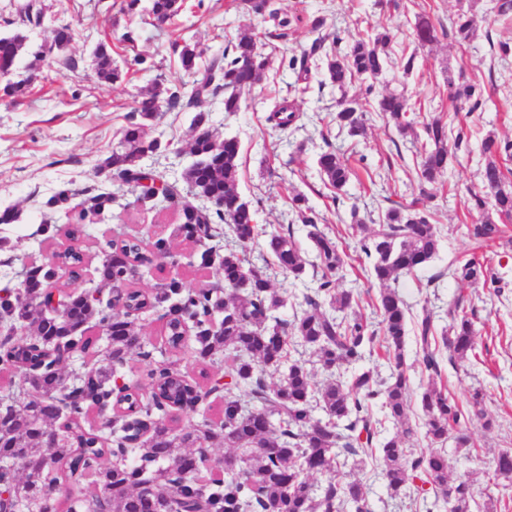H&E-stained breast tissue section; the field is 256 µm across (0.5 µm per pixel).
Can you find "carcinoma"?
I'll return each instance as SVG.
<instances>
[{"instance_id": "cac0c4a2", "label": "carcinoma", "mask_w": 512, "mask_h": 512, "mask_svg": "<svg viewBox=\"0 0 512 512\" xmlns=\"http://www.w3.org/2000/svg\"><path fill=\"white\" fill-rule=\"evenodd\" d=\"M184 0H150L149 15L171 20L182 10ZM249 15H264L277 20V30L269 37L287 40L291 19L280 16L273 0H243ZM27 26L41 25V12L24 3L19 9ZM476 28L473 6L461 9L454 21L457 43L470 41ZM393 36L383 30L351 45L341 47L342 38L326 44L316 37L301 55H293L288 67L297 80L307 79L311 68L324 70L330 83L341 92L336 100V124L350 137H363L367 131L366 113L346 88L354 78H376L390 62ZM436 40L435 27L426 14L418 15L415 41L423 46ZM72 41L69 28L53 33L50 46L41 45L32 56L41 59L55 50L62 52ZM28 52L27 36L21 33L0 35V76L12 73L19 57ZM201 52L184 43L179 60L184 71L193 75L187 93L158 81L152 91L137 101L134 112L139 121L121 131L118 145L101 168L110 169L127 185L143 180L155 181L159 174L143 164L147 157L161 155L170 142L149 134L162 105H181L191 109L208 98L224 95V113L234 115L242 109V93L263 78L269 60L257 51L255 33H240L228 41L224 53L206 64H199ZM92 70L104 82L117 83L122 69L114 64L104 45L93 52ZM450 112H475L484 104L481 88L466 81L448 80ZM377 111L405 133L414 130V107L399 93H387L378 100ZM301 115L286 101L274 104L268 116L274 131L296 126ZM417 163L421 185L436 183L448 169L450 149L468 144L470 133L441 116L422 124ZM485 157L481 187L469 192L470 209L483 214L477 224L466 226V234L479 248L490 245L512 246L503 226L512 221V139L489 133L480 144ZM190 153L197 160L183 170L181 180L165 183L158 198L137 195L134 204L150 208L179 209V232L183 240L195 245L189 258L202 268L218 267L224 287L189 288L176 275L158 279L148 293L130 287L139 272L154 266L153 258L164 254L170 264L179 260L169 240L160 238L151 249L138 240L107 242L103 250L100 276L109 288L112 303L86 302L76 296L71 305L54 315L46 332L66 337L86 354H96V339L87 331L97 328L109 332L111 349L105 355L108 365L84 373L67 371L69 356L57 350L54 358L35 338L22 342L13 336L0 338V373L23 374L35 393L15 407L4 405L0 425L8 427L13 447L0 446V455L9 461L0 466V493H12L23 484L28 496V512H41L47 501L52 512H373L364 482L356 473L376 465L377 478L389 497L409 489L419 491L415 480L425 477L432 485V508L426 512H473L475 500L465 480L448 475V456L436 449L453 440L457 451L470 454L465 434L467 425L485 417L483 397L476 392L472 405L464 407L442 384L444 361H465L476 353L474 312L456 303L448 310L453 325L449 336L437 335L434 315L425 311L411 320L408 306L399 294L400 278L411 275L431 262L438 253L440 229L433 217L418 208L419 201L388 208L379 221L368 225L351 210L350 228L356 237V250L369 264L368 276L379 291L372 306L380 317L374 324L358 311L360 293L336 288L338 275L346 266L339 239L319 228L320 217L297 194L291 210L307 228L314 247V259L305 256L292 228L270 230L258 222V209L239 191L240 143L224 139L219 145L203 112L194 120ZM320 177L327 188L340 193L353 171L339 152L328 149L317 156ZM191 194L207 201L224 200L221 210L196 206L186 201ZM81 207L71 205L74 193L56 191L46 206L72 215L67 234L76 237L85 225L95 224L112 208L115 197L94 187L82 190ZM262 240L265 255L256 263L246 251L247 244ZM69 278H80L83 257L64 251ZM321 271L316 285L302 293L292 319H282L276 311L285 303L271 284V271L301 281L306 266ZM456 278L480 284L500 295L506 285L476 257L448 266ZM57 267L27 269L14 296L0 302V317L25 320L35 326L45 309L42 291L45 281L56 275ZM146 308L165 310L166 343L177 353L192 332L191 341L198 362L207 363L224 354V405L219 421L204 419L191 428H168L164 437L149 436L137 441L156 419L166 417L173 406H197L217 390L220 379L202 389L188 381L170 362L149 372L152 396L142 397L138 384L130 386L124 404L112 410L97 430L86 425L90 412L104 413L113 405L112 378L115 365L131 354L133 345L123 335L134 323L118 318ZM414 335L413 361L406 358V339ZM304 348L311 351L326 374V382L316 387L306 363L293 358ZM390 364L385 380L356 365L374 350ZM428 372L429 381L418 393L424 437L435 449L415 455L406 440L418 434L408 411L416 367ZM283 371L275 384L266 380V371ZM400 427L390 438L377 440L382 421ZM59 434V446L42 447L40 429ZM220 438L228 452L224 458L232 466L224 477L201 475L200 446ZM268 452L258 453L256 449ZM494 478H512V451H503L494 461ZM67 482L82 486L89 481L90 495L61 498L57 485Z\"/></svg>"}]
</instances>
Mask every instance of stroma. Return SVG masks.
Returning <instances> with one entry per match:
<instances>
[{
	"mask_svg": "<svg viewBox=\"0 0 512 512\" xmlns=\"http://www.w3.org/2000/svg\"><path fill=\"white\" fill-rule=\"evenodd\" d=\"M462 0H275L276 7L292 23L288 50L300 54L317 33L336 34L343 44L388 28L392 49L415 48L417 58L411 74L397 63H389L373 81L356 80L348 92L367 113V134L349 137L335 121L336 92L327 87L323 72H312L308 93L297 96V109L308 115L303 127L283 133L273 131L267 121L275 101L288 94L295 79L283 53L267 37L271 23L247 15L240 0H185V7L172 23L157 25L148 13L129 16L123 0H36L43 13L40 27L27 29L30 43L51 42L53 31L67 25L74 40L66 53L54 52L39 64L22 55L16 68L35 70L37 77L19 97L0 94V209L11 206L18 219L0 224V239L7 247L0 260L11 259L13 268L44 264L53 253L76 246L85 255L83 279L86 287L100 286L103 238L121 240L134 236L151 245L157 238L171 240L175 252L186 255L190 248L179 236L178 214L134 206L129 186L112 172L101 170L111 154L121 129L130 121L135 96L148 90L155 78L167 85L190 87L192 75L179 63V47L189 41L198 45L204 59L223 53L229 39L244 29L260 34L259 49L270 59L262 82L243 96L241 112L225 117L223 100H205L200 109L208 113L217 137H236L241 144L239 189L259 210L260 223L271 228L293 224L289 199L306 197L320 216V227L329 234L343 231L351 210L379 215L388 207L420 200L433 212L441 228L437 256L414 275L402 278L399 292L411 314L434 313L438 331L450 329L448 305L462 299L476 313L478 332L475 358L445 364L443 381L451 395L467 402L473 391L484 397L485 409L495 421L492 429L480 423L468 427L473 455L457 452L445 444L453 476L465 477L477 503L492 497L501 501L498 512H512V479H493V461L499 452L512 450V250L491 247L473 251L465 227L479 220L468 206L470 190L481 185L480 140L487 133L512 139V60L491 64L493 42L512 39V25L503 24L496 13V0H474L477 19L475 37L458 45L441 34L434 43L416 46L414 26L419 14H427L436 28H449ZM323 18L321 31H313L314 18ZM135 30L136 40L127 43L124 34ZM106 45L123 71L117 83L98 81L90 67L92 52ZM76 60V68L65 67V57ZM480 87L487 98L482 110L461 112L458 123L470 127L474 136L467 148L455 153L447 172L437 183L420 189L415 179L417 143L399 135L391 122L379 115L382 94H405L420 119L447 112V77ZM191 111L167 109L155 122L154 132L169 140L173 151L152 160V167L168 178L180 177L193 157L186 148L194 130ZM332 144L354 167L357 179L340 195H332L319 176L316 156L324 144ZM95 186L115 194L112 210L103 221L86 227L85 235L70 239L64 232L62 213L46 208V200L62 188L71 189L74 203H81L82 189ZM57 225L49 236L41 227ZM295 237L310 248L303 225L293 224ZM479 257L496 275L508 281L502 295L455 280L448 265L458 259Z\"/></svg>",
	"mask_w": 512,
	"mask_h": 512,
	"instance_id": "1",
	"label": "stroma"
}]
</instances>
